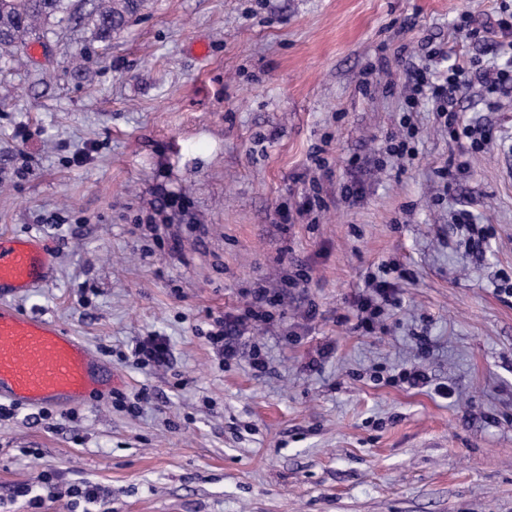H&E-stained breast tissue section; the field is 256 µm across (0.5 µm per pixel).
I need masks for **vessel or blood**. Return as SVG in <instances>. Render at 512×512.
<instances>
[{
  "instance_id": "1",
  "label": "vessel or blood",
  "mask_w": 512,
  "mask_h": 512,
  "mask_svg": "<svg viewBox=\"0 0 512 512\" xmlns=\"http://www.w3.org/2000/svg\"><path fill=\"white\" fill-rule=\"evenodd\" d=\"M51 253L33 236L0 234V401L66 408L112 390V370L66 328L8 305L51 282Z\"/></svg>"
}]
</instances>
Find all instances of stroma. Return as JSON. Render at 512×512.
<instances>
[{"label": "stroma", "mask_w": 512, "mask_h": 512, "mask_svg": "<svg viewBox=\"0 0 512 512\" xmlns=\"http://www.w3.org/2000/svg\"><path fill=\"white\" fill-rule=\"evenodd\" d=\"M501 3L146 0L111 42L52 26L0 66V232L55 260L10 303L116 376L105 398L0 419V512H27L15 491L46 471L59 494L40 512H85L68 492L81 482L104 490L98 512H512V297L495 291L512 275V89L492 110L479 81L454 97L498 140L453 183L428 109L414 159L381 151L401 54L425 65L428 39L484 57L454 23ZM313 194L322 210L283 222ZM381 275L401 303L386 332L354 330L352 300ZM260 285L280 304L225 361L213 322ZM150 334L170 348L158 370L131 353ZM411 366L430 386L392 383Z\"/></svg>", "instance_id": "35a3bbf8"}]
</instances>
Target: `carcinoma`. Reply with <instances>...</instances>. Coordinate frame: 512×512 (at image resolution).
I'll use <instances>...</instances> for the list:
<instances>
[{
	"mask_svg": "<svg viewBox=\"0 0 512 512\" xmlns=\"http://www.w3.org/2000/svg\"><path fill=\"white\" fill-rule=\"evenodd\" d=\"M145 0H92L88 21L93 39L109 40L137 16ZM75 20L70 0H0V64L9 57L27 51L30 37L45 27L69 25Z\"/></svg>",
	"mask_w": 512,
	"mask_h": 512,
	"instance_id": "carcinoma-1",
	"label": "carcinoma"
}]
</instances>
